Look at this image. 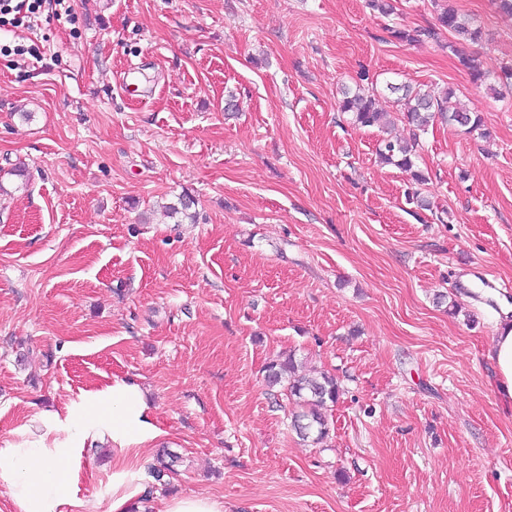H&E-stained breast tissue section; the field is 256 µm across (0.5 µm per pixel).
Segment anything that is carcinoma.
Masks as SVG:
<instances>
[{
  "label": "carcinoma",
  "instance_id": "carcinoma-1",
  "mask_svg": "<svg viewBox=\"0 0 512 512\" xmlns=\"http://www.w3.org/2000/svg\"><path fill=\"white\" fill-rule=\"evenodd\" d=\"M445 29L457 41L478 43L483 39L481 27L473 24L471 20L461 17L458 12L445 7L437 15V26L431 28L397 29L392 31L395 38L406 41H421L434 39L438 31ZM461 64L466 68L476 84H483L494 80L499 86L512 90V66L500 68V72H490L483 66L482 61L474 56L463 57ZM389 90L400 93L397 102L404 106L406 117L419 133H426L430 123L440 119L450 124H457L464 128L468 134L476 133L482 137L487 135L483 129L482 119L457 106L452 102L453 91H448L441 99H434L429 94L416 90L406 84L392 85ZM338 109L351 115L354 124L361 127H377L385 129L390 124L389 113L379 110L375 106L374 94L361 85L355 88H346L342 91V99L338 102ZM379 158L405 170L413 166L411 150L408 144L392 138H385L378 144ZM193 199L185 194L178 201L166 206L170 217L181 216L184 219L196 221L197 214L190 212ZM265 378L269 385L275 386L287 383L289 396L295 400L299 411L295 414L292 426L302 439H312V442H321L329 433L328 420L324 410L335 404L340 396V386L335 376L321 373L318 377H306L296 374L294 360L272 361L265 367Z\"/></svg>",
  "mask_w": 512,
  "mask_h": 512
}]
</instances>
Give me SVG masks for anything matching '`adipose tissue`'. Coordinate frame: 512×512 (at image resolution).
<instances>
[{
    "label": "adipose tissue",
    "instance_id": "1",
    "mask_svg": "<svg viewBox=\"0 0 512 512\" xmlns=\"http://www.w3.org/2000/svg\"><path fill=\"white\" fill-rule=\"evenodd\" d=\"M489 357L496 366L498 389L512 401V323L498 325ZM148 407L135 381L117 380L94 392L69 421L65 437L38 439L0 447V488L17 512H94L95 505L72 494L71 465L82 440L109 434L125 447L136 446L157 436L147 417Z\"/></svg>",
    "mask_w": 512,
    "mask_h": 512
}]
</instances>
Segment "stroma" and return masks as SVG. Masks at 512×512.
Returning a JSON list of instances; mask_svg holds the SVG:
<instances>
[{"label":"stroma","instance_id":"1","mask_svg":"<svg viewBox=\"0 0 512 512\" xmlns=\"http://www.w3.org/2000/svg\"><path fill=\"white\" fill-rule=\"evenodd\" d=\"M68 3L0 25V444L130 378L159 431L145 469L178 458L151 512L192 494L224 512H512V403L488 358L505 312L475 292L485 272L512 299V96L459 60L512 65V16L450 0L484 31L456 53L445 31L391 35L434 26L432 0ZM363 74L386 111L392 83L453 90L489 135L434 123L416 184L337 110ZM185 193L197 223L159 209ZM288 353L341 385L322 443L264 381ZM118 455L90 436L74 463L98 512Z\"/></svg>","mask_w":512,"mask_h":512}]
</instances>
